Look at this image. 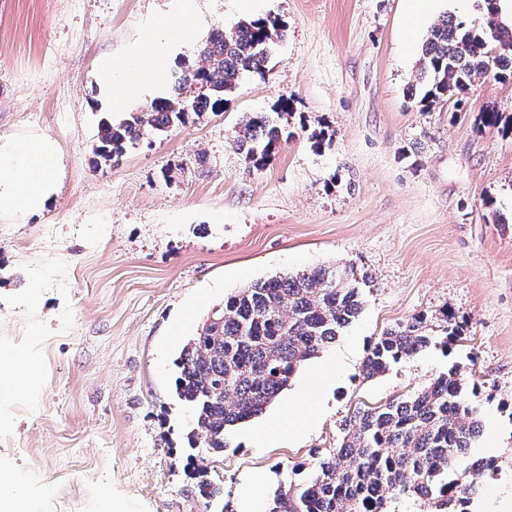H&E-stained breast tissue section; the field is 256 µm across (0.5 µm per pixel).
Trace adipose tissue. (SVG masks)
<instances>
[{
    "label": "adipose tissue",
    "instance_id": "ef3b65f1",
    "mask_svg": "<svg viewBox=\"0 0 512 512\" xmlns=\"http://www.w3.org/2000/svg\"><path fill=\"white\" fill-rule=\"evenodd\" d=\"M195 28L191 5L181 13L158 16L128 55L106 57L99 63L96 84L100 101L122 111L156 83L154 70L143 60L167 59L185 45ZM64 157L48 136L21 139L0 135V216L27 221L43 215L57 192Z\"/></svg>",
    "mask_w": 512,
    "mask_h": 512
}]
</instances>
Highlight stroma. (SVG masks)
<instances>
[{
  "instance_id": "obj_1",
  "label": "stroma",
  "mask_w": 512,
  "mask_h": 512,
  "mask_svg": "<svg viewBox=\"0 0 512 512\" xmlns=\"http://www.w3.org/2000/svg\"><path fill=\"white\" fill-rule=\"evenodd\" d=\"M171 0H0V134L47 135L64 156L42 217L0 218V353L23 357L0 402V472L27 476L34 512H242L302 483L359 406L418 391L452 365L479 385L483 432L471 457L498 456L469 512L512 503V78L487 75L463 100L412 98L428 28L474 20V0H435L405 45L406 0H194L203 24L171 68L218 28L277 17L264 74H244L222 111L144 136L118 165L96 162L93 73L128 54ZM290 99L291 136L264 166L233 145L251 112ZM368 276L360 316L320 363L339 370L300 437L253 442L277 396L233 427L218 455L190 449L195 425L175 392L176 361L213 308L252 282L322 266ZM41 302H32V295ZM464 345L433 346L362 379L369 346L442 310ZM221 485L219 503L200 479Z\"/></svg>"
}]
</instances>
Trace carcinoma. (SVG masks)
I'll list each match as a JSON object with an SVG mask.
<instances>
[{"instance_id":"obj_1","label":"carcinoma","mask_w":512,"mask_h":512,"mask_svg":"<svg viewBox=\"0 0 512 512\" xmlns=\"http://www.w3.org/2000/svg\"><path fill=\"white\" fill-rule=\"evenodd\" d=\"M481 22L444 15L429 28L419 60L420 102L463 97L476 79L494 70L512 76V24L501 19L499 0H478ZM282 36L274 18L215 29L197 50L198 60L172 75L171 93L119 122L99 123L94 155L112 164L150 132H166L189 113L218 112L224 96L245 72L262 73L261 54ZM191 97L194 108L183 111ZM284 130L266 112H253L238 126L233 144L244 160L262 164ZM367 276L353 266L320 267L302 274L258 281L227 298L183 346L176 366L178 398L195 413L192 448L214 453L228 447L227 431L256 416L299 367L336 342L361 313ZM440 334L429 333L418 315L387 330L369 348L362 379L421 350L462 341L446 311L436 317ZM478 388L458 367L441 372L423 389L385 404L358 408L341 427V441L316 461L300 485L276 490L268 512H392L408 495L428 512H467L479 487L456 466L480 436Z\"/></svg>"}]
</instances>
